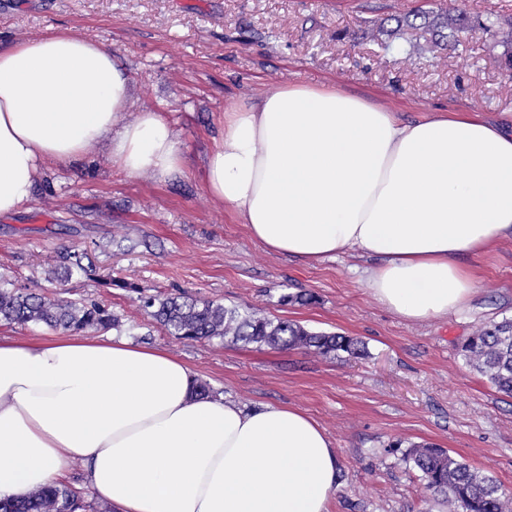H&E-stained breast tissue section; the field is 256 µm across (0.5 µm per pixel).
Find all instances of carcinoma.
<instances>
[{
  "label": "carcinoma",
  "mask_w": 512,
  "mask_h": 512,
  "mask_svg": "<svg viewBox=\"0 0 512 512\" xmlns=\"http://www.w3.org/2000/svg\"><path fill=\"white\" fill-rule=\"evenodd\" d=\"M407 30L420 32L427 50L435 53L448 41L461 43L479 30L493 31L503 48L501 64L512 75V23L491 26L464 11L418 10L392 15L372 34L383 50H402L394 39ZM84 254L65 253L48 278L67 279L73 272L88 273ZM142 308L162 329L178 339L201 342L219 338L279 348H301L316 354L357 357L362 342L339 333L312 332L298 322L272 320L255 312L182 295L140 297ZM0 322L43 325L49 329L91 336L115 329L120 319L95 300L72 301L47 297L31 288L0 287ZM466 364L486 377L496 389L512 397V320L494 323L469 336L460 347ZM429 489L444 496L453 512H512V492L494 477L482 474L444 448L422 444L407 451ZM91 505L68 487H44L17 499L0 500V512H89Z\"/></svg>",
  "instance_id": "cac0c4a2"
}]
</instances>
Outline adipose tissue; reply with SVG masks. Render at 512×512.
I'll return each mask as SVG.
<instances>
[{"instance_id": "adipose-tissue-1", "label": "adipose tissue", "mask_w": 512, "mask_h": 512, "mask_svg": "<svg viewBox=\"0 0 512 512\" xmlns=\"http://www.w3.org/2000/svg\"><path fill=\"white\" fill-rule=\"evenodd\" d=\"M129 89L109 49L67 30L0 49V215L30 202L42 162L102 143L128 176L180 174L160 113L124 120ZM205 183L268 252L376 258L372 296L420 322L465 307L460 257L512 235V125L288 83L225 110ZM76 462L113 512H330L340 469L309 415L199 394L160 348L0 336V498L63 485Z\"/></svg>"}]
</instances>
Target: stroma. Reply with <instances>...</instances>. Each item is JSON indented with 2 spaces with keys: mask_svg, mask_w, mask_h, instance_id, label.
I'll use <instances>...</instances> for the list:
<instances>
[{
  "mask_svg": "<svg viewBox=\"0 0 512 512\" xmlns=\"http://www.w3.org/2000/svg\"><path fill=\"white\" fill-rule=\"evenodd\" d=\"M439 3L512 22V0H0L1 50L57 29L103 44L130 74L127 118L161 113L185 162L165 182L126 176L101 146L65 166L44 162L31 202L0 216V286L102 302L120 318L114 336L179 357L212 396L310 415L340 460L330 512H449L406 461L414 444L447 449L512 491V398L458 351L479 328L512 319V236L461 257L477 287L465 309L410 322L368 290L374 259L309 265L271 254L203 182L225 107L288 83H335L409 118L430 108L511 124L512 78L490 33L435 56L387 53L363 37L378 18ZM74 249L94 275L48 283V265ZM108 273L126 287H102ZM178 289L357 337L366 354L184 342L138 298Z\"/></svg>",
  "mask_w": 512,
  "mask_h": 512,
  "instance_id": "1",
  "label": "stroma"
}]
</instances>
